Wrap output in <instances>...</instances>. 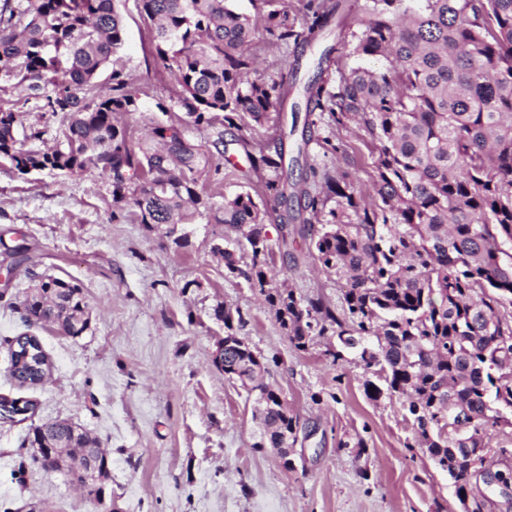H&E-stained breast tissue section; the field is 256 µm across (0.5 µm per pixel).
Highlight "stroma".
<instances>
[{
	"label": "stroma",
	"mask_w": 512,
	"mask_h": 512,
	"mask_svg": "<svg viewBox=\"0 0 512 512\" xmlns=\"http://www.w3.org/2000/svg\"><path fill=\"white\" fill-rule=\"evenodd\" d=\"M121 52L140 90V110L126 116L133 139L145 137L143 114L179 91L155 57L152 23L136 0H120ZM342 153L328 167L350 166L366 185L371 153L355 128L337 131ZM222 183L205 185L215 203L251 188L242 145L224 149ZM175 244L163 230L113 218L112 187L94 166L75 175L19 173L0 163V239L25 237L31 263L15 267L0 250V396L32 401L20 422L0 421V512H461L454 485L424 449L398 397H366L372 377L338 337H313L297 349L273 308L244 280L226 277L221 248L233 233L206 220ZM302 225L287 257H275V281L341 308L346 281L314 259ZM78 284L90 322L72 338L51 324L28 326L22 303L35 276ZM240 310L236 336L265 362V383L300 418L293 467L258 447L256 394L213 363L225 336L218 306ZM32 332L49 360L45 383L20 387L8 372L9 338ZM341 360H333V352ZM66 419L98 440L110 459L96 497L59 471L32 460L25 441L35 426Z\"/></svg>",
	"instance_id": "stroma-1"
}]
</instances>
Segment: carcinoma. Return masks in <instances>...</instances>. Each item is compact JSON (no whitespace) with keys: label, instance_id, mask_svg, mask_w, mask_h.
Instances as JSON below:
<instances>
[{"label":"carcinoma","instance_id":"cac0c4a2","mask_svg":"<svg viewBox=\"0 0 512 512\" xmlns=\"http://www.w3.org/2000/svg\"><path fill=\"white\" fill-rule=\"evenodd\" d=\"M153 21L151 44L180 92L157 103L151 139L135 142L121 116L140 110L139 89L120 56L122 18L115 0H0V77L24 85V99L0 88V161L17 171L74 175L92 164L110 180L112 207L147 226H175L221 212L217 223L240 233L250 262L221 250L225 272L259 289L289 340L305 349L328 328L359 350L387 391L403 398L417 443L451 478L467 512H512V452L491 447V431L512 427V0H366L360 30L346 31L349 0H265L263 31L293 58L289 78L254 77L249 52L258 27L231 0H139ZM302 84L305 118L291 105L297 155L285 162L283 137L261 130L281 121L296 86L301 54L330 26ZM381 56V71L341 66V51ZM110 71L107 93L98 78ZM62 113L56 145L25 147L46 130L22 129L18 106ZM355 126L368 138L370 187L351 173L320 167L309 146L336 154L335 130ZM207 131L212 154L192 137ZM246 149L253 172L268 171L267 199L248 192L222 204L200 191L221 182L224 136ZM307 224L322 266L346 278L343 316L321 299L273 285L274 251L265 224ZM82 288L42 276L23 301L25 315L81 336L89 325ZM249 346L224 350V374L244 375L259 391V448H292L298 417L263 383ZM54 456L46 469L107 478L99 444L64 420L34 428ZM502 468L486 467L490 453Z\"/></svg>","mask_w":512,"mask_h":512}]
</instances>
